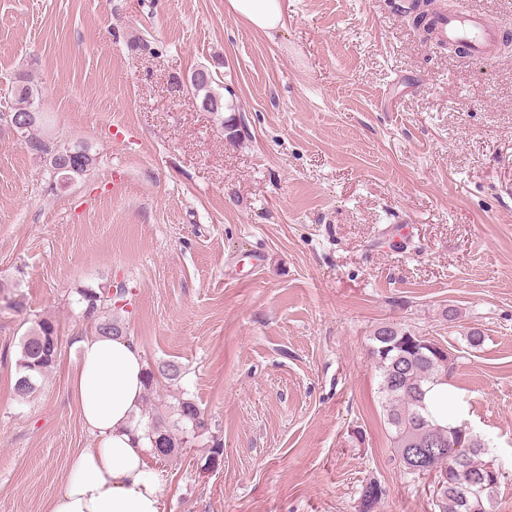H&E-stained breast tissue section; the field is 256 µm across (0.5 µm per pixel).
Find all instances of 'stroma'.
Segmentation results:
<instances>
[{"label":"stroma","mask_w":512,"mask_h":512,"mask_svg":"<svg viewBox=\"0 0 512 512\" xmlns=\"http://www.w3.org/2000/svg\"><path fill=\"white\" fill-rule=\"evenodd\" d=\"M410 2L287 0L270 37L226 0H0V104L27 74L45 140L96 156L58 182L0 123V282L25 305L0 310V512H48L93 442L71 338L94 330L79 290L108 283L146 364L182 371L140 418L185 396L207 419L151 464L163 512H360L371 481L374 512H433L390 446L369 355L385 322L448 345L512 512V47L438 49ZM201 65L246 133L186 88ZM45 315L57 361L21 401L18 342Z\"/></svg>","instance_id":"1"}]
</instances>
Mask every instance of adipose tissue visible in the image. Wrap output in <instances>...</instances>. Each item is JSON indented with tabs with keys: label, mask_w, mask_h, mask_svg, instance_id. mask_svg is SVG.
<instances>
[{
	"label": "adipose tissue",
	"mask_w": 512,
	"mask_h": 512,
	"mask_svg": "<svg viewBox=\"0 0 512 512\" xmlns=\"http://www.w3.org/2000/svg\"><path fill=\"white\" fill-rule=\"evenodd\" d=\"M227 8L272 35L284 25L285 0H227ZM79 360L70 374L73 402L95 437L73 458L49 512H162L159 480L150 469L149 439L138 427L146 366L130 336H74Z\"/></svg>",
	"instance_id": "ef3b65f1"
}]
</instances>
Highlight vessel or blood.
Segmentation results:
<instances>
[{
  "label": "vessel or blood",
  "instance_id": "vessel-or-blood-1",
  "mask_svg": "<svg viewBox=\"0 0 512 512\" xmlns=\"http://www.w3.org/2000/svg\"><path fill=\"white\" fill-rule=\"evenodd\" d=\"M434 35L437 40L465 51L480 61L492 60L499 50L502 33L477 9L438 10Z\"/></svg>",
  "mask_w": 512,
  "mask_h": 512
}]
</instances>
